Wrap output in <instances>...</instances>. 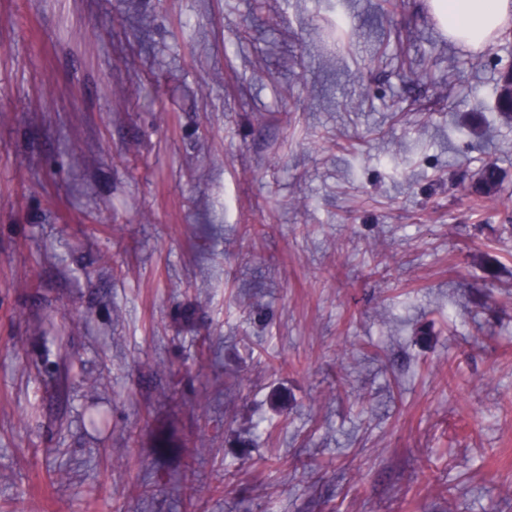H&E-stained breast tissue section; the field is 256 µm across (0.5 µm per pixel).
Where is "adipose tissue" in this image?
I'll return each mask as SVG.
<instances>
[{
    "label": "adipose tissue",
    "mask_w": 512,
    "mask_h": 512,
    "mask_svg": "<svg viewBox=\"0 0 512 512\" xmlns=\"http://www.w3.org/2000/svg\"><path fill=\"white\" fill-rule=\"evenodd\" d=\"M450 40L482 48L512 28V0H427Z\"/></svg>",
    "instance_id": "ef3b65f1"
}]
</instances>
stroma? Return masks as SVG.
<instances>
[{"mask_svg":"<svg viewBox=\"0 0 512 512\" xmlns=\"http://www.w3.org/2000/svg\"><path fill=\"white\" fill-rule=\"evenodd\" d=\"M510 67L426 0H0V512H512Z\"/></svg>","mask_w":512,"mask_h":512,"instance_id":"1","label":"stroma"}]
</instances>
